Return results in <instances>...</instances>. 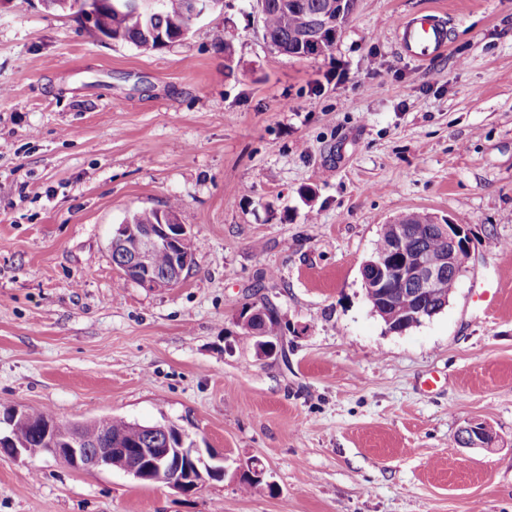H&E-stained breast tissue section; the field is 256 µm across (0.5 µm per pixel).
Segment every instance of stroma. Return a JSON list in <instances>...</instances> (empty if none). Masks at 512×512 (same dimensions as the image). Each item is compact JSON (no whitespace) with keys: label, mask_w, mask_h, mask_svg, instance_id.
I'll return each instance as SVG.
<instances>
[{"label":"stroma","mask_w":512,"mask_h":512,"mask_svg":"<svg viewBox=\"0 0 512 512\" xmlns=\"http://www.w3.org/2000/svg\"><path fill=\"white\" fill-rule=\"evenodd\" d=\"M432 11L448 50L402 55ZM178 203L175 287L112 231ZM465 225L445 309L388 331L361 266L382 224ZM512 0H357L331 50L280 54L255 0L144 52L39 0L0 6V404L176 425L224 455L186 496L48 455L0 460V512H512ZM273 304L284 352L243 341ZM492 448H464L467 422ZM263 471L243 491L244 471ZM254 306L257 305L254 303H246L244 304L243 309L246 307ZM257 307V309H262L265 311L266 322L263 328L266 336L261 335L260 331L253 329L255 328L254 326H257L261 322V318L263 317L262 314L259 313L256 309L246 308L243 315L240 317V320L242 327H250L254 335L260 338L256 347L257 351L264 356H268L270 354L271 345L268 343L266 338L268 336H272L270 338L274 340L276 336H278L279 318L274 308L267 305H261ZM457 438L459 445L464 448H490L495 443V436L489 427L478 421H470L463 426Z\"/></svg>","instance_id":"1"}]
</instances>
